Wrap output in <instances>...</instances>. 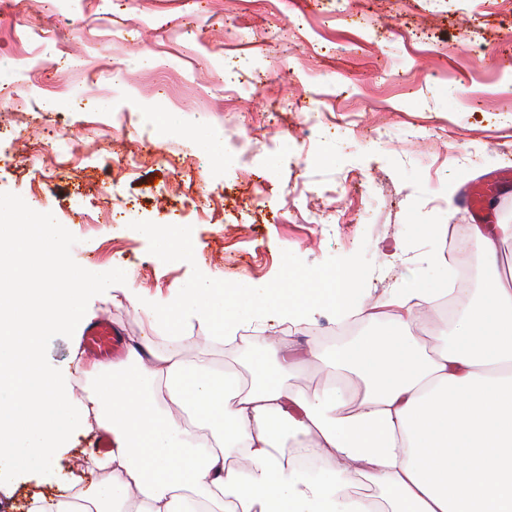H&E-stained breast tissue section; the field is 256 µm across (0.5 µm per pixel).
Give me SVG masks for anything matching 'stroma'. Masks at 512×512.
Segmentation results:
<instances>
[{
	"label": "stroma",
	"mask_w": 512,
	"mask_h": 512,
	"mask_svg": "<svg viewBox=\"0 0 512 512\" xmlns=\"http://www.w3.org/2000/svg\"><path fill=\"white\" fill-rule=\"evenodd\" d=\"M60 10L71 23L45 49L36 32ZM79 51L84 73L52 67ZM6 55L20 61L0 98L12 127L0 218L64 225L70 265L100 283L85 320L41 338L44 369L66 386L82 377L86 319L145 335L142 315L112 302L128 285L157 300L214 274L282 288L293 272L354 269L376 298L438 287L440 242L422 225L472 223L467 189L512 170V12L500 0H11ZM144 224L187 229L192 258L171 259ZM397 238L407 255L392 267L383 248ZM280 331L259 316L219 354L246 362ZM87 439L75 432L48 467L19 471L0 505L26 512L57 492Z\"/></svg>",
	"instance_id": "35a3bbf8"
}]
</instances>
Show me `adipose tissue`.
I'll list each match as a JSON object with an SVG mask.
<instances>
[{
    "mask_svg": "<svg viewBox=\"0 0 512 512\" xmlns=\"http://www.w3.org/2000/svg\"><path fill=\"white\" fill-rule=\"evenodd\" d=\"M463 234L484 294L452 334L431 339L418 325L448 297L444 274L438 288L402 286L377 301L396 331L298 354L287 333L315 310L364 312L361 275L330 273L321 290L231 288L210 276L148 303L124 289L149 333L131 339L123 360L85 369L86 403L43 369L40 338L84 315L97 284L69 265L62 225L1 224L13 251L0 256V464L47 467L92 424L112 435L111 451L86 465L106 479L59 475L61 493L33 498L27 512H512V274L500 250L512 224ZM264 312L286 335L247 362L217 360L216 347ZM192 321L206 327L203 339L184 336ZM308 363L330 384L300 388ZM287 437L321 460L317 475L294 465ZM360 482L380 499L354 493Z\"/></svg>",
    "mask_w": 512,
    "mask_h": 512,
    "instance_id": "adipose-tissue-1",
    "label": "adipose tissue"
}]
</instances>
